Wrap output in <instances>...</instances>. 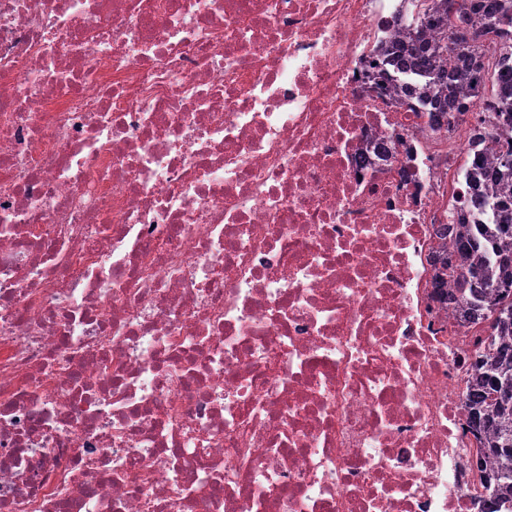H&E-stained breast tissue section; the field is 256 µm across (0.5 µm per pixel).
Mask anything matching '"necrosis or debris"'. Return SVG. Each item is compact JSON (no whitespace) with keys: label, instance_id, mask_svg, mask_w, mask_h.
<instances>
[{"label":"necrosis or debris","instance_id":"necrosis-or-debris-1","mask_svg":"<svg viewBox=\"0 0 512 512\" xmlns=\"http://www.w3.org/2000/svg\"><path fill=\"white\" fill-rule=\"evenodd\" d=\"M407 0H0V512H479L435 284L479 100Z\"/></svg>","mask_w":512,"mask_h":512}]
</instances>
